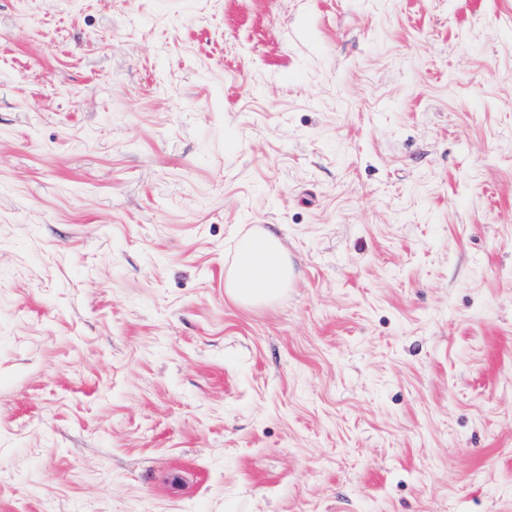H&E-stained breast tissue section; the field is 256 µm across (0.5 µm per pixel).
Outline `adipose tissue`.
Instances as JSON below:
<instances>
[{
  "instance_id": "adipose-tissue-1",
  "label": "adipose tissue",
  "mask_w": 512,
  "mask_h": 512,
  "mask_svg": "<svg viewBox=\"0 0 512 512\" xmlns=\"http://www.w3.org/2000/svg\"><path fill=\"white\" fill-rule=\"evenodd\" d=\"M292 279L293 267L281 238L259 228L237 242L225 294L237 305L259 307L278 299Z\"/></svg>"
}]
</instances>
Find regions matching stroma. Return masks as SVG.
Here are the masks:
<instances>
[{
	"label": "stroma",
	"instance_id": "35a3bbf8",
	"mask_svg": "<svg viewBox=\"0 0 512 512\" xmlns=\"http://www.w3.org/2000/svg\"><path fill=\"white\" fill-rule=\"evenodd\" d=\"M0 512H512V0H0ZM293 274L282 239L258 227L237 242L224 292L239 306L259 307L278 299Z\"/></svg>",
	"mask_w": 512,
	"mask_h": 512
}]
</instances>
